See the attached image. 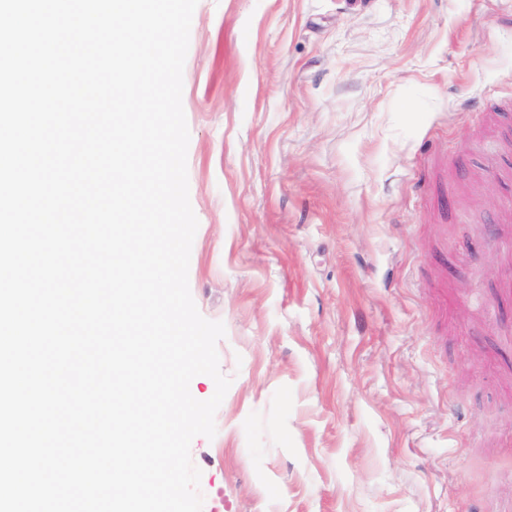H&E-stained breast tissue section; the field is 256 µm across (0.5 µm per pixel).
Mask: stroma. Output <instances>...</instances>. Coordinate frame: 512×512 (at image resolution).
<instances>
[{"label":"stroma","instance_id":"1","mask_svg":"<svg viewBox=\"0 0 512 512\" xmlns=\"http://www.w3.org/2000/svg\"><path fill=\"white\" fill-rule=\"evenodd\" d=\"M512 0H198L189 286L232 383L202 512L512 505Z\"/></svg>","mask_w":512,"mask_h":512}]
</instances>
